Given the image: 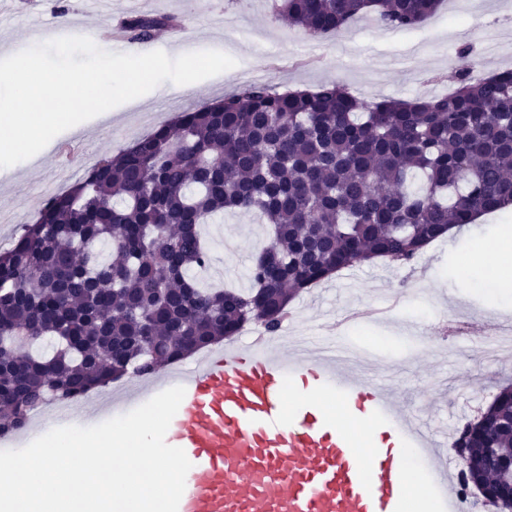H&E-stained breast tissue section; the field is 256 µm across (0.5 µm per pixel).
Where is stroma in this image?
<instances>
[{"mask_svg": "<svg viewBox=\"0 0 512 512\" xmlns=\"http://www.w3.org/2000/svg\"><path fill=\"white\" fill-rule=\"evenodd\" d=\"M279 0H112L109 15L91 20L82 0H0V58L17 53L33 36L56 28L88 34L137 14L176 18L180 42L167 30L149 43L132 42L128 54L161 50L169 57L217 50L235 67L188 84L172 95L145 94L135 107L119 105L110 119L70 132L69 160L52 151L32 162L0 170V250L9 248L23 225L33 223L49 192L66 189L97 161L117 153L188 109L216 103L254 82L274 90H316L337 82L363 101L414 99L451 93L460 72L491 75L512 68V41L485 53L482 30H512V0H441L438 9L410 31L389 29L368 14L339 32L311 37L279 16ZM512 228V209L484 215L456 237L430 244L409 264L388 259L343 269L295 296L284 321L296 339L330 347L337 358L363 367L368 380L397 392L409 414L438 432L455 435L476 419L499 391L512 384V361H484L469 352L489 335L474 325L467 338L446 335L449 314L476 313L486 322L512 326V299H490L479 282L462 277L459 257L477 236ZM212 261L201 276L208 285L245 290L255 255L270 232L250 212H225L202 227Z\"/></svg>", "mask_w": 512, "mask_h": 512, "instance_id": "stroma-1", "label": "stroma"}]
</instances>
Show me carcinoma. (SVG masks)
Here are the masks:
<instances>
[{"instance_id":"obj_1","label":"carcinoma","mask_w":512,"mask_h":512,"mask_svg":"<svg viewBox=\"0 0 512 512\" xmlns=\"http://www.w3.org/2000/svg\"><path fill=\"white\" fill-rule=\"evenodd\" d=\"M441 0H282L315 37L364 13L408 31ZM176 20L127 22L145 42ZM416 102L361 101L338 83L252 84L98 162L0 251V436L52 397L151 377L253 321L276 333L299 291L372 257L403 264L449 227L512 205V70ZM270 227L252 288L200 289L199 226L225 210ZM481 444L512 455V397Z\"/></svg>"}]
</instances>
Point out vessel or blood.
Returning a JSON list of instances; mask_svg holds the SVG:
<instances>
[{
  "mask_svg": "<svg viewBox=\"0 0 512 512\" xmlns=\"http://www.w3.org/2000/svg\"><path fill=\"white\" fill-rule=\"evenodd\" d=\"M335 397L342 416L373 422L382 442L354 445L308 407L291 409L287 383ZM175 384L184 399L166 433L192 463L178 512H402L401 460L418 453L440 512H458L454 470L440 440L398 395L336 363L321 349L273 355L261 344L225 347L189 371L152 380L149 395Z\"/></svg>",
  "mask_w": 512,
  "mask_h": 512,
  "instance_id": "1",
  "label": "vessel or blood"
}]
</instances>
